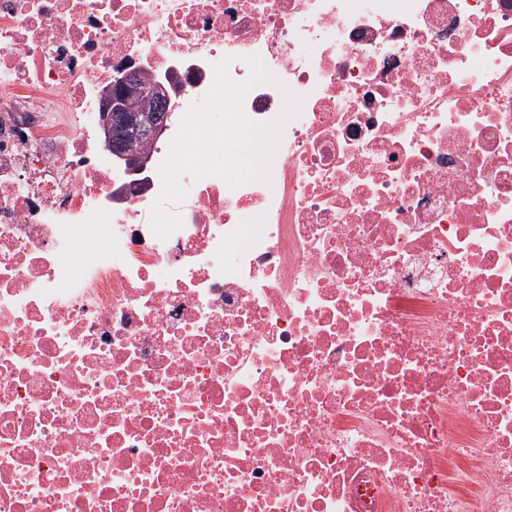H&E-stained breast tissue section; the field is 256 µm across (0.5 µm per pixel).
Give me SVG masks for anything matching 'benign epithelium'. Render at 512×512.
Instances as JSON below:
<instances>
[{
  "label": "benign epithelium",
  "mask_w": 512,
  "mask_h": 512,
  "mask_svg": "<svg viewBox=\"0 0 512 512\" xmlns=\"http://www.w3.org/2000/svg\"><path fill=\"white\" fill-rule=\"evenodd\" d=\"M185 84L177 73L162 83L152 75L128 71L104 90L99 115L103 145L130 172L147 167L151 146L166 129L171 95L183 93Z\"/></svg>",
  "instance_id": "1"
}]
</instances>
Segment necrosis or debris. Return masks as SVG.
<instances>
[{
    "mask_svg": "<svg viewBox=\"0 0 512 512\" xmlns=\"http://www.w3.org/2000/svg\"><path fill=\"white\" fill-rule=\"evenodd\" d=\"M250 55L268 180L157 237ZM131 68L187 86L127 200ZM0 512H512V0H0Z\"/></svg>",
    "mask_w": 512,
    "mask_h": 512,
    "instance_id": "4bbe7bcc",
    "label": "necrosis or debris"
}]
</instances>
